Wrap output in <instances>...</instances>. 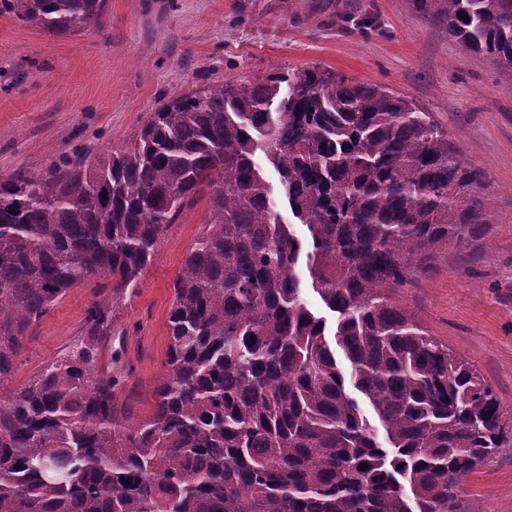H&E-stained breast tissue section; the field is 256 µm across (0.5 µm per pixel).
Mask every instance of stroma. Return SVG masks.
<instances>
[{
    "instance_id": "35a3bbf8",
    "label": "stroma",
    "mask_w": 512,
    "mask_h": 512,
    "mask_svg": "<svg viewBox=\"0 0 512 512\" xmlns=\"http://www.w3.org/2000/svg\"><path fill=\"white\" fill-rule=\"evenodd\" d=\"M407 97L480 168L493 226L431 265L394 300L471 363L512 413V70L464 49L416 0H107L99 30L53 36L0 14V181L63 157L121 147L170 98L258 73L313 67ZM203 203L171 225L122 310L129 375L117 399L154 410L181 262ZM91 286L71 288L27 333L5 392L24 387L81 335ZM466 512H512V430L464 476Z\"/></svg>"
}]
</instances>
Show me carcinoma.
<instances>
[{
    "label": "carcinoma",
    "instance_id": "1",
    "mask_svg": "<svg viewBox=\"0 0 512 512\" xmlns=\"http://www.w3.org/2000/svg\"><path fill=\"white\" fill-rule=\"evenodd\" d=\"M419 2L512 69V0ZM104 10L0 0L52 35L98 29ZM258 150L312 251L275 211ZM200 200L155 409L133 421L115 402L119 358L101 357L167 228ZM489 212L484 172L428 113L318 67L197 88L119 149L0 182V387L30 327L93 285L83 336L0 394V512H462L459 482L507 421L392 294L485 236ZM302 263L331 332L302 302Z\"/></svg>",
    "mask_w": 512,
    "mask_h": 512
}]
</instances>
